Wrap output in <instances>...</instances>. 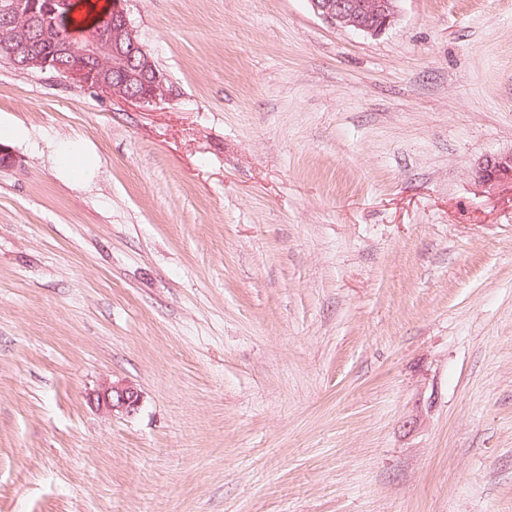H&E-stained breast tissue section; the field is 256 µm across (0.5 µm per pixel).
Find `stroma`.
Instances as JSON below:
<instances>
[{
	"label": "stroma",
	"mask_w": 512,
	"mask_h": 512,
	"mask_svg": "<svg viewBox=\"0 0 512 512\" xmlns=\"http://www.w3.org/2000/svg\"><path fill=\"white\" fill-rule=\"evenodd\" d=\"M126 9L159 101L0 60V512H512V0ZM313 12L332 27L378 37L398 19V0H308ZM471 177L484 188L512 189V149L479 159L472 166ZM97 404L107 412H131L139 403V394L134 387L126 384L105 385L96 394Z\"/></svg>",
	"instance_id": "stroma-1"
}]
</instances>
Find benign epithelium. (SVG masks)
I'll return each mask as SVG.
<instances>
[{"instance_id":"1","label":"benign epithelium","mask_w":512,"mask_h":512,"mask_svg":"<svg viewBox=\"0 0 512 512\" xmlns=\"http://www.w3.org/2000/svg\"><path fill=\"white\" fill-rule=\"evenodd\" d=\"M98 13L78 43L51 29L61 0H11L0 9V57L22 71L51 72L75 87L98 88L113 97L152 103L166 96L165 77L140 41L124 7ZM313 12L332 27L378 37L398 19V0H308ZM471 177L479 186L512 189V149L474 163ZM139 394L126 384L105 385L97 404L107 412H130Z\"/></svg>"}]
</instances>
